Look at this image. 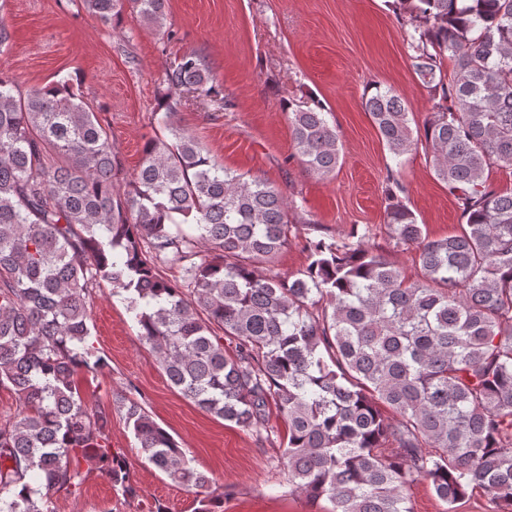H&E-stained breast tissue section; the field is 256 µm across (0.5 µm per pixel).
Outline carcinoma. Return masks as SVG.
<instances>
[{
	"mask_svg": "<svg viewBox=\"0 0 512 512\" xmlns=\"http://www.w3.org/2000/svg\"><path fill=\"white\" fill-rule=\"evenodd\" d=\"M83 5L171 37L167 0ZM388 6L412 29L411 64L432 98L425 143L465 220L429 238L389 170L384 224L395 246L418 250L413 282L364 234L309 239L298 277L274 272L300 232L298 206L224 169L172 121L185 99L224 103L198 53L165 70L163 129L123 189L109 133L69 80L22 92L0 69V388L20 402L0 422V512H52L54 497L81 493L89 461L123 500L138 498L107 434L112 408H87L75 384L108 367L89 324L104 284L200 409L269 437L276 405L292 492L326 499L328 512H411L408 489L424 479L445 512L476 490L491 512H512V192L487 175L512 165V0ZM362 105L401 165L417 145L412 109L379 85ZM288 117L299 163L331 176L340 149L324 105L312 98ZM162 266L181 277L162 278ZM119 412L145 459L194 495L192 512H224V492L140 400L120 397Z\"/></svg>",
	"mask_w": 512,
	"mask_h": 512,
	"instance_id": "1",
	"label": "carcinoma"
}]
</instances>
